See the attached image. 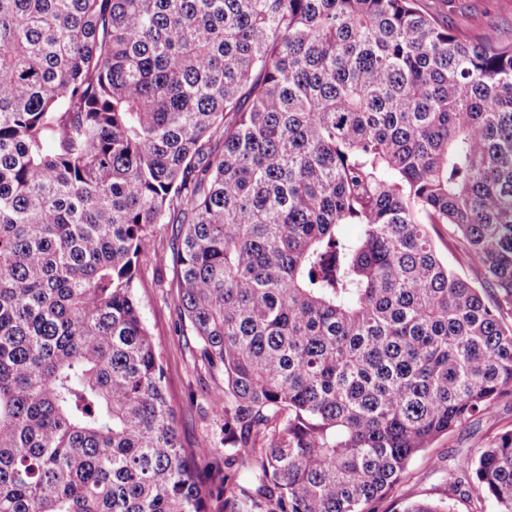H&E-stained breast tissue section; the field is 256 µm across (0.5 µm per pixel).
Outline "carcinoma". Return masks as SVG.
<instances>
[{"label": "carcinoma", "instance_id": "carcinoma-1", "mask_svg": "<svg viewBox=\"0 0 512 512\" xmlns=\"http://www.w3.org/2000/svg\"><path fill=\"white\" fill-rule=\"evenodd\" d=\"M150 253L252 491L181 443ZM510 312L512 42L419 0H0V512H373L512 396ZM460 467L512 512V426Z\"/></svg>", "mask_w": 512, "mask_h": 512}]
</instances>
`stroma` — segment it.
Masks as SVG:
<instances>
[{
  "instance_id": "stroma-1",
  "label": "stroma",
  "mask_w": 512,
  "mask_h": 512,
  "mask_svg": "<svg viewBox=\"0 0 512 512\" xmlns=\"http://www.w3.org/2000/svg\"><path fill=\"white\" fill-rule=\"evenodd\" d=\"M426 11L453 26L469 39L491 32L512 40V0H421ZM141 314L158 347L166 376L167 396L177 415L185 447L205 443L215 450L219 468L234 474L241 489L252 490L251 476L241 463H228L224 454V419L211 405L213 390L223 376L203 364L199 345L191 332L178 327V278L173 264H155L152 256L141 257L136 288ZM512 425V398L503 399L493 413L482 416L473 433H455L438 438L408 466L402 483L375 505L376 512H402L403 496L414 492L435 500L450 495L455 512H474L467 493L454 490L460 459L476 455L485 438Z\"/></svg>"
}]
</instances>
